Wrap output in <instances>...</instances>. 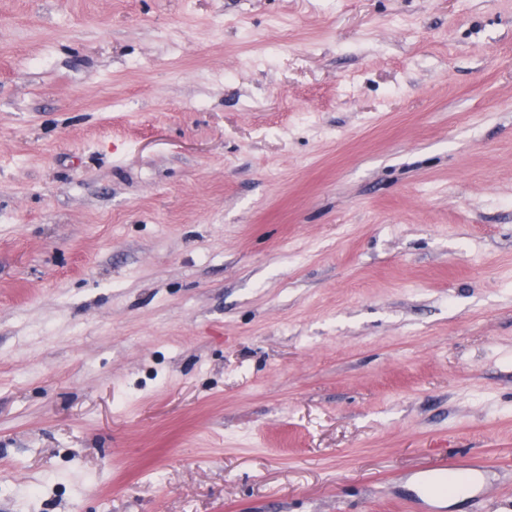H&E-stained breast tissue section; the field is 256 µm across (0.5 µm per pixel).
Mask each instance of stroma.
<instances>
[{
	"label": "stroma",
	"mask_w": 512,
	"mask_h": 512,
	"mask_svg": "<svg viewBox=\"0 0 512 512\" xmlns=\"http://www.w3.org/2000/svg\"><path fill=\"white\" fill-rule=\"evenodd\" d=\"M0 512H512V0H0Z\"/></svg>",
	"instance_id": "obj_1"
}]
</instances>
